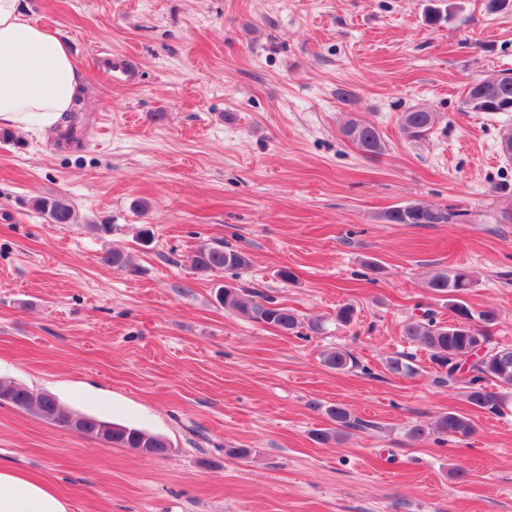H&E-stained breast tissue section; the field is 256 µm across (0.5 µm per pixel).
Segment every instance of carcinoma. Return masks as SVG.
I'll use <instances>...</instances> for the list:
<instances>
[{
    "mask_svg": "<svg viewBox=\"0 0 512 512\" xmlns=\"http://www.w3.org/2000/svg\"><path fill=\"white\" fill-rule=\"evenodd\" d=\"M463 103L472 112H512V75L499 74L495 85H488L481 80L470 84L464 92ZM435 118V113L429 110L410 109L401 113V130L406 138L414 141L417 133L430 132ZM343 134L368 158L380 156L384 152V143L371 125L361 122L355 127L349 121L343 127ZM34 207L54 224L74 222L73 207L61 196L39 198L35 200ZM453 217L455 214L451 212L411 203L386 211L383 219L388 224H444ZM103 262L117 271L132 269L129 255L119 248L107 249ZM249 264L250 258L245 252L221 242L201 245L190 256L192 270L202 277L218 270L236 271ZM460 271V276L452 269L433 274L427 281V288L438 294L450 295L448 302L455 318L482 321L477 331L455 324L441 325L427 313L421 320L407 322L402 333L409 342L430 353L431 361L441 370V382L450 386L464 384L469 404L495 414L503 408L505 395L491 391L488 384L512 390V347L494 345L490 328L495 326L498 314L492 308L476 312L470 307L465 295L475 286L476 277L467 268L462 267ZM216 300L249 321L276 327L283 332L297 333L303 327L315 333L322 330L321 322L310 321L305 324L288 306L250 290L224 286L217 290ZM480 342L485 344L484 356L469 365L468 377L460 379L448 367V359L468 355ZM324 363L328 368L338 371L358 366L351 352L340 349L327 353ZM387 369L394 375L413 373L412 365L403 355L389 358ZM0 402L32 411L66 430L74 423L77 425V434L93 437L108 446H122L153 457L164 455L169 448L168 441L160 435L67 409L55 396L49 393L36 395L13 381L0 380ZM326 413L331 427L315 433V438L322 443L336 441L346 430L360 427L357 420L341 405L327 408ZM430 430L436 435L462 439L473 433L474 426L468 416L448 411L437 416Z\"/></svg>",
    "mask_w": 512,
    "mask_h": 512,
    "instance_id": "carcinoma-1",
    "label": "carcinoma"
}]
</instances>
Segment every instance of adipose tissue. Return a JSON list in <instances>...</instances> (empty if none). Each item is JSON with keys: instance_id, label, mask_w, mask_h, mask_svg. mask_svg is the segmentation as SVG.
Listing matches in <instances>:
<instances>
[{"instance_id": "adipose-tissue-1", "label": "adipose tissue", "mask_w": 512, "mask_h": 512, "mask_svg": "<svg viewBox=\"0 0 512 512\" xmlns=\"http://www.w3.org/2000/svg\"><path fill=\"white\" fill-rule=\"evenodd\" d=\"M82 93L68 43L35 23L23 0H0V123H53ZM0 512H67V505L44 480L0 466Z\"/></svg>"}]
</instances>
